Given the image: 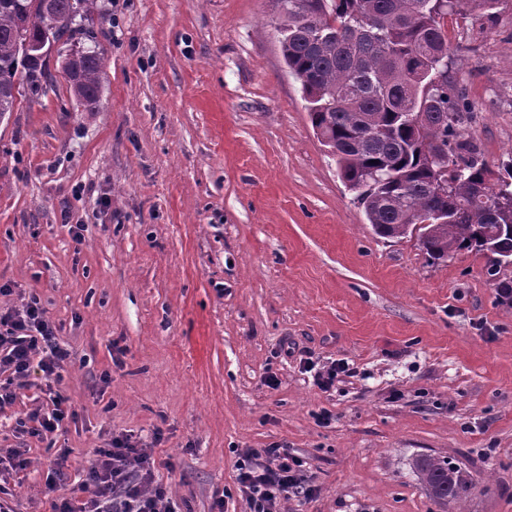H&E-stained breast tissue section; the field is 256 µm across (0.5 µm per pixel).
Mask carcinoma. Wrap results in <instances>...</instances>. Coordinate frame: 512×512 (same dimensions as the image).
I'll use <instances>...</instances> for the list:
<instances>
[{"instance_id":"carcinoma-1","label":"carcinoma","mask_w":512,"mask_h":512,"mask_svg":"<svg viewBox=\"0 0 512 512\" xmlns=\"http://www.w3.org/2000/svg\"><path fill=\"white\" fill-rule=\"evenodd\" d=\"M279 44L300 83L316 134L366 220L384 238L417 234L430 260L470 250L490 257L488 275L512 266V163L493 172L466 132L470 105L448 81V30L468 10L495 24L504 0H278ZM32 0H0V114L18 96L41 97L47 58L21 51L17 22ZM57 13L85 19L97 0H56ZM512 22V13L506 15ZM77 107L100 102L103 58L84 50L66 77ZM426 118L415 123V113ZM416 469L439 508L468 491L459 468L434 456Z\"/></svg>"}]
</instances>
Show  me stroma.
Returning <instances> with one entry per match:
<instances>
[{
  "mask_svg": "<svg viewBox=\"0 0 512 512\" xmlns=\"http://www.w3.org/2000/svg\"><path fill=\"white\" fill-rule=\"evenodd\" d=\"M273 0H98L73 45L106 79L78 111L47 96L0 117V310L39 299L77 359L63 435L17 438L40 375L0 407L14 512H48L93 451L129 434L178 512H249L244 448L276 444L316 495L285 512H440L413 463L471 486L447 512H512V268L377 236L315 135ZM450 76L491 167L512 150V25L445 18ZM344 365L329 389L313 369ZM162 441H155V431ZM70 449L66 477L47 476Z\"/></svg>",
  "mask_w": 512,
  "mask_h": 512,
  "instance_id": "obj_1",
  "label": "stroma"
}]
</instances>
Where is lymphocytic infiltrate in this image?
Segmentation results:
<instances>
[{"mask_svg":"<svg viewBox=\"0 0 512 512\" xmlns=\"http://www.w3.org/2000/svg\"><path fill=\"white\" fill-rule=\"evenodd\" d=\"M56 332L37 300L0 311V406L13 403L28 385L32 372L50 382L63 379L74 356L55 342ZM52 409L32 411L16 422L20 436L44 438L63 430L74 412L66 397L54 394ZM156 461L124 435L113 436L96 449L78 488L52 498L50 512H175L166 489L154 479ZM237 482L250 512H283L294 497H311L303 463L278 446L245 448L240 452Z\"/></svg>","mask_w":512,"mask_h":512,"instance_id":"f902f5d3","label":"lymphocytic infiltrate"}]
</instances>
